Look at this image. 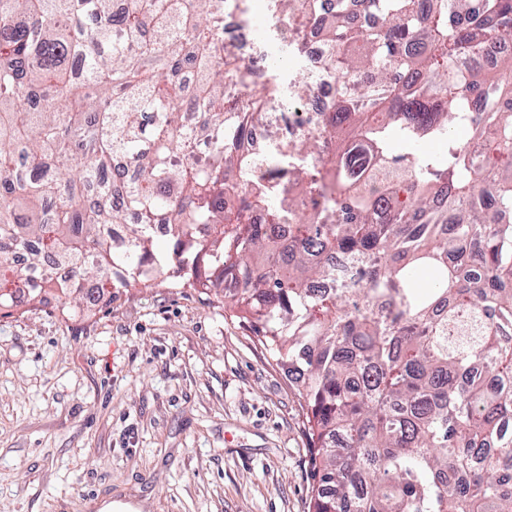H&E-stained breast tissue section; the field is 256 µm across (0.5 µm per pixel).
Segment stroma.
I'll use <instances>...</instances> for the list:
<instances>
[{
    "mask_svg": "<svg viewBox=\"0 0 512 512\" xmlns=\"http://www.w3.org/2000/svg\"><path fill=\"white\" fill-rule=\"evenodd\" d=\"M307 410L230 311L158 278L0 318V512H309Z\"/></svg>",
    "mask_w": 512,
    "mask_h": 512,
    "instance_id": "1",
    "label": "stroma"
}]
</instances>
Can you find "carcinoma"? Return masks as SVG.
<instances>
[{"label": "carcinoma", "mask_w": 512, "mask_h": 512, "mask_svg": "<svg viewBox=\"0 0 512 512\" xmlns=\"http://www.w3.org/2000/svg\"><path fill=\"white\" fill-rule=\"evenodd\" d=\"M275 2L320 18L317 0ZM226 3L0 0V317L20 290L53 293L67 320L162 276L208 291L306 403L310 512H512V112L496 108L512 56L491 76L453 70L512 38V0H431L424 21L417 0H376L366 34L337 4L322 67L336 106L289 150L270 131L282 178L267 184L242 140L281 88L239 96ZM473 95L485 157L454 136ZM302 154L320 164L286 168ZM262 209L276 223H252Z\"/></svg>", "instance_id": "obj_1"}]
</instances>
